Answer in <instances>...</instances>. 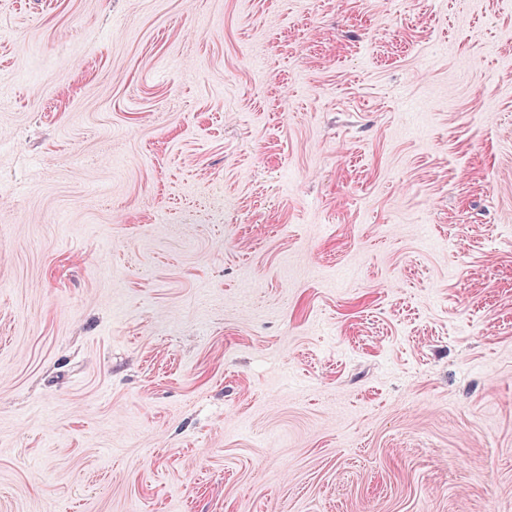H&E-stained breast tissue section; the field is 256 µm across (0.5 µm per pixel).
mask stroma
Here are the masks:
<instances>
[{
  "mask_svg": "<svg viewBox=\"0 0 512 512\" xmlns=\"http://www.w3.org/2000/svg\"><path fill=\"white\" fill-rule=\"evenodd\" d=\"M0 512H512V0H0Z\"/></svg>",
  "mask_w": 512,
  "mask_h": 512,
  "instance_id": "35a3bbf8",
  "label": "stroma"
}]
</instances>
